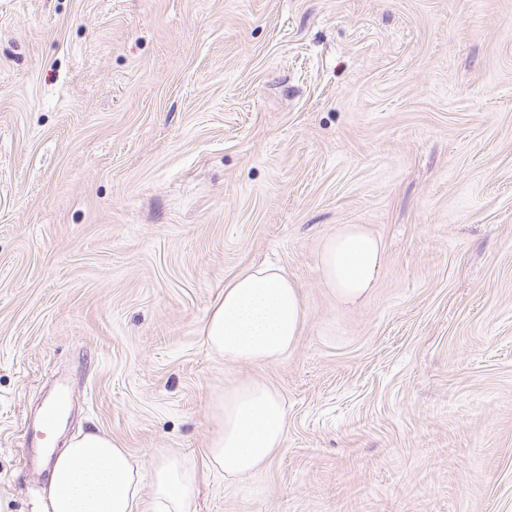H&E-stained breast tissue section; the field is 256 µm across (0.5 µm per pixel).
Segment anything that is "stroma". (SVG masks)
Wrapping results in <instances>:
<instances>
[{"label": "stroma", "instance_id": "obj_1", "mask_svg": "<svg viewBox=\"0 0 512 512\" xmlns=\"http://www.w3.org/2000/svg\"><path fill=\"white\" fill-rule=\"evenodd\" d=\"M384 249L362 304L324 238ZM281 266L295 349L230 364L200 330ZM290 414L196 512H512V0H0V497L41 512L22 426L102 431L151 476L202 462L225 386ZM383 260L381 240L361 224H343L323 242L318 275L337 301L355 305L371 293ZM72 397L69 389L61 387L53 399L44 407L38 424L27 420L24 428V447L29 450L27 462L34 463L42 449L51 448V437L56 425L63 419L71 407ZM66 406L67 411H64Z\"/></svg>", "mask_w": 512, "mask_h": 512}]
</instances>
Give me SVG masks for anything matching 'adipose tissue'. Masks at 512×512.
Here are the masks:
<instances>
[{
	"instance_id": "1",
	"label": "adipose tissue",
	"mask_w": 512,
	"mask_h": 512,
	"mask_svg": "<svg viewBox=\"0 0 512 512\" xmlns=\"http://www.w3.org/2000/svg\"><path fill=\"white\" fill-rule=\"evenodd\" d=\"M383 260L378 237L361 224L337 227L323 242L318 275L337 301L357 304L371 293ZM306 309L286 272L254 265L228 281L201 329L204 344L225 362L267 364L290 353L302 334ZM217 422L205 450L204 466L166 448L150 487L127 449L99 431L79 433L53 455L45 488V512H139L143 496L151 512H195L200 468L235 482L264 467L282 447L288 405L273 386L259 379L238 382L214 399Z\"/></svg>"
}]
</instances>
